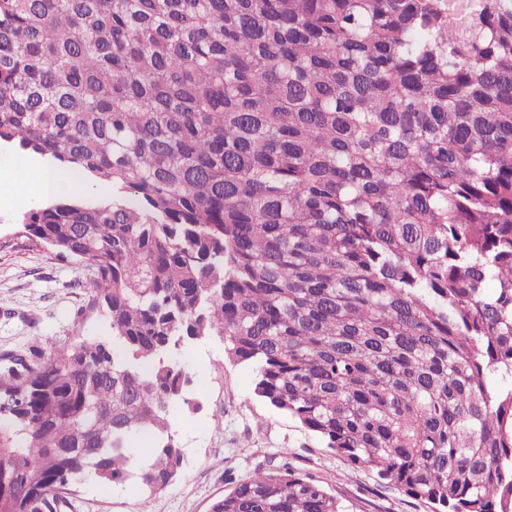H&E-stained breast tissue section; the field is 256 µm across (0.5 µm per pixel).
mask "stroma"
Segmentation results:
<instances>
[{
	"label": "stroma",
	"mask_w": 512,
	"mask_h": 512,
	"mask_svg": "<svg viewBox=\"0 0 512 512\" xmlns=\"http://www.w3.org/2000/svg\"><path fill=\"white\" fill-rule=\"evenodd\" d=\"M29 179L10 180L14 153L0 150V357L54 347L107 332L108 324L90 308L91 269L58 260L44 244L33 243L22 214L47 197L32 180L45 172L41 160L27 157ZM181 361L205 384L198 411H183L175 422L184 454L182 474L164 490L149 493L133 486L101 490L87 483L69 494L70 512H209L233 480L280 455L302 472L323 481L349 512H431L428 504L379 487L372 472L354 470L324 448L320 440L289 416L259 400L247 364L230 361L215 337L195 342Z\"/></svg>",
	"instance_id": "1"
}]
</instances>
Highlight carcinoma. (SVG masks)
I'll list each match as a JSON object with an SVG mask.
<instances>
[{
	"instance_id": "obj_1",
	"label": "carcinoma",
	"mask_w": 512,
	"mask_h": 512,
	"mask_svg": "<svg viewBox=\"0 0 512 512\" xmlns=\"http://www.w3.org/2000/svg\"><path fill=\"white\" fill-rule=\"evenodd\" d=\"M108 336L0 368V512L170 486L176 357L432 512H512V0H0V146ZM210 512H347L284 456Z\"/></svg>"
}]
</instances>
